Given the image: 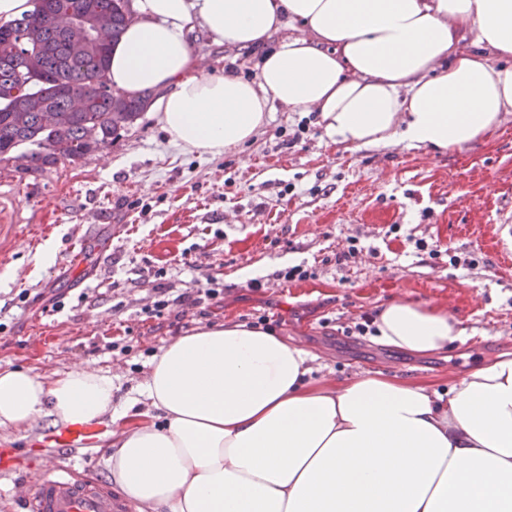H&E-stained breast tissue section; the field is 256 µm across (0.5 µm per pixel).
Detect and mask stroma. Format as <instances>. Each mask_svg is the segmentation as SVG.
<instances>
[{
    "label": "stroma",
    "mask_w": 512,
    "mask_h": 512,
    "mask_svg": "<svg viewBox=\"0 0 512 512\" xmlns=\"http://www.w3.org/2000/svg\"><path fill=\"white\" fill-rule=\"evenodd\" d=\"M201 72L254 79L262 49L192 36ZM512 213V115L484 141L453 153L404 144L360 151L335 143L313 112L273 107L248 144L221 156L169 142L144 112L111 144L44 171H0V370L41 375L86 366L132 396L176 337L228 320L310 351L313 379L379 370L447 390L471 369L512 358V266L495 226ZM51 266L31 260L46 241ZM423 241L440 256L416 249ZM359 251L344 263L349 243ZM300 266L306 279L277 271ZM255 271L258 287L239 276ZM221 294L206 298L209 280ZM165 289L163 316L147 317ZM182 293L195 306L177 304ZM439 308L467 330L447 352L419 356L358 334L362 313L393 302ZM75 452L78 478L110 482L111 418ZM51 419L0 428V512H25L15 484L44 471Z\"/></svg>",
    "instance_id": "obj_1"
}]
</instances>
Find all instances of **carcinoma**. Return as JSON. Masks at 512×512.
<instances>
[{"label": "carcinoma", "instance_id": "obj_1", "mask_svg": "<svg viewBox=\"0 0 512 512\" xmlns=\"http://www.w3.org/2000/svg\"><path fill=\"white\" fill-rule=\"evenodd\" d=\"M33 2L31 13L0 25V165L17 171L44 170L61 160L75 163L111 144L151 98L149 92L112 97L111 47L128 26L130 0ZM69 11L111 14V40L102 46H73L56 26L58 15ZM45 107L64 114L65 122L44 124ZM92 128L97 130L94 138L88 137Z\"/></svg>", "mask_w": 512, "mask_h": 512}]
</instances>
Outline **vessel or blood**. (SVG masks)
Returning <instances> with one entry per match:
<instances>
[{
    "label": "vessel or blood",
    "mask_w": 512,
    "mask_h": 512,
    "mask_svg": "<svg viewBox=\"0 0 512 512\" xmlns=\"http://www.w3.org/2000/svg\"><path fill=\"white\" fill-rule=\"evenodd\" d=\"M91 434L90 426L68 425L54 435L55 462L35 479L33 493L24 499L30 512H131V504L104 482L75 476V443Z\"/></svg>",
    "instance_id": "obj_1"
}]
</instances>
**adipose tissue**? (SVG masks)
<instances>
[{
    "instance_id": "adipose-tissue-1",
    "label": "adipose tissue",
    "mask_w": 512,
    "mask_h": 512,
    "mask_svg": "<svg viewBox=\"0 0 512 512\" xmlns=\"http://www.w3.org/2000/svg\"><path fill=\"white\" fill-rule=\"evenodd\" d=\"M111 51L115 89L154 90L170 142L218 156L251 141L273 104L319 113L348 150L442 152L512 113V0H132ZM275 48L267 42L284 26ZM262 46L256 79L202 74L190 35ZM377 342L442 353L465 328L402 302ZM303 348L239 322L210 324L153 357L138 388L158 420L114 407L110 373L0 371V428L112 417V481L138 512H512V358L441 392L379 372L311 378Z\"/></svg>"
}]
</instances>
